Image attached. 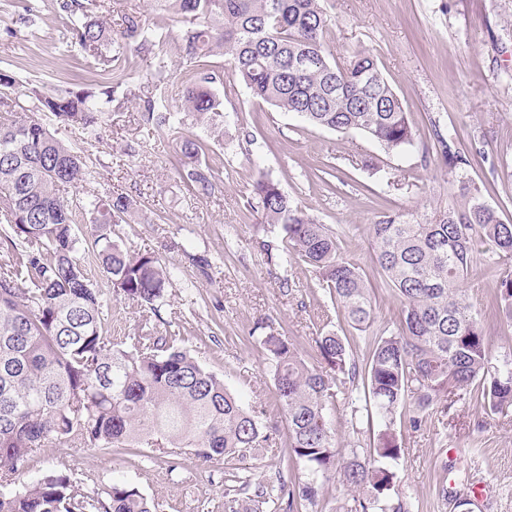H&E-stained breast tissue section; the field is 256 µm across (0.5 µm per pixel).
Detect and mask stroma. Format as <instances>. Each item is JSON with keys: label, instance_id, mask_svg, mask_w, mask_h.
Masks as SVG:
<instances>
[{"label": "stroma", "instance_id": "obj_1", "mask_svg": "<svg viewBox=\"0 0 512 512\" xmlns=\"http://www.w3.org/2000/svg\"><path fill=\"white\" fill-rule=\"evenodd\" d=\"M329 47L337 60L354 52L374 54L401 98L423 146L434 129L455 131L469 163L449 171L436 153L421 150L385 154L368 137L303 123L252 99L225 79L226 147H214L210 164L222 175L210 195L195 194L180 182L181 137L201 135L185 127L167 137L149 135L139 121L140 97L156 65L138 59L128 83L119 88L106 114L100 139L56 126L57 138L80 147L96 166L88 191L141 192L149 217L142 224L114 226L115 235L139 252L158 254L174 272V286L158 301V331H175L205 366L223 375L244 405L266 407L264 423L284 428L272 372L254 336L258 320L269 318L290 337L308 364H316L315 338L345 324L311 268L301 262L267 263L254 242L263 234L259 213L247 205L253 182L278 180L321 223L335 231L342 252L366 272L373 289L377 326L397 327L401 304L379 285L371 256L370 226L383 215L409 221L447 210L454 199L449 183H475L504 223L512 224V0H329ZM12 29L16 38L3 34ZM16 65L21 77L53 88L85 69L84 85L97 89V65L71 51L50 0H0V62ZM379 159V171L364 167ZM331 173L323 183V173ZM207 256L212 279L198 278L188 257ZM295 287L283 292L278 280ZM465 286L487 330L492 365L512 361V325L490 305L491 276L474 266ZM423 419L411 427L413 416ZM329 418L342 454L365 452L370 443L365 411L344 404ZM404 450L395 469L407 512H512V409L492 413L468 398L448 409L415 407L397 417ZM75 468L81 493L105 498L112 482L123 481L162 502L166 512H224L226 465L187 455L168 471L149 448L47 447L32 457L27 476Z\"/></svg>", "mask_w": 512, "mask_h": 512}]
</instances>
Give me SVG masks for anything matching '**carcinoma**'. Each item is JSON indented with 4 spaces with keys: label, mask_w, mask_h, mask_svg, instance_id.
I'll return each instance as SVG.
<instances>
[{
    "label": "carcinoma",
    "mask_w": 512,
    "mask_h": 512,
    "mask_svg": "<svg viewBox=\"0 0 512 512\" xmlns=\"http://www.w3.org/2000/svg\"><path fill=\"white\" fill-rule=\"evenodd\" d=\"M327 0H154L156 10L185 24L179 64L194 73L181 104L169 103L164 73L169 36L135 14L122 30L106 22L110 0H53L66 42L85 60L104 65L102 89L64 81L44 89L0 69V512H163L135 486L114 482L107 500L81 494L71 476L56 471L26 481L29 461L55 445L133 448L146 443L169 470L189 453L206 461L278 457L312 473H339L353 490H367L350 512H402L391 502L402 452L394 415L412 400L425 410L477 393L494 412L512 407V362L490 365L486 331L463 288L476 264L512 260V224L481 201L479 190L458 182L448 212L415 223L396 214L371 225L373 263L383 285L399 299L397 329H374V310L361 267L343 257L336 232L310 215L280 183L263 176L247 205L279 237L256 247L270 262L297 258L311 266L337 313L359 335L372 336L371 356L359 367L347 337H316L319 365L309 366L293 340L268 323L260 344L274 368L276 398L288 433L278 448L260 412L243 406L224 378L207 370L144 320L125 342L109 335L105 292L84 269L76 216L91 226L90 253L112 293L151 311L173 287V272L155 253L132 251L112 238V225L140 218V193L80 195L93 173L87 157L55 137L43 119L97 137L112 111L116 89L127 83L133 61H156L143 125L156 134L199 125L206 137L185 138L179 179L199 195L216 186V170L200 159L224 143V98L219 72L204 59L229 56L231 76L253 98L324 129L356 132L387 154L418 148L403 103L373 56L359 51L340 63L327 48ZM112 52L106 57L104 51ZM434 148L459 170L467 165L454 133H434ZM495 246L492 257L476 241ZM500 315L512 322V274L495 280ZM362 379L378 431L364 455L336 448L329 410L347 383ZM286 512H309L319 494L312 482L279 485ZM270 492L224 489V512H261Z\"/></svg>",
    "instance_id": "obj_1"
}]
</instances>
